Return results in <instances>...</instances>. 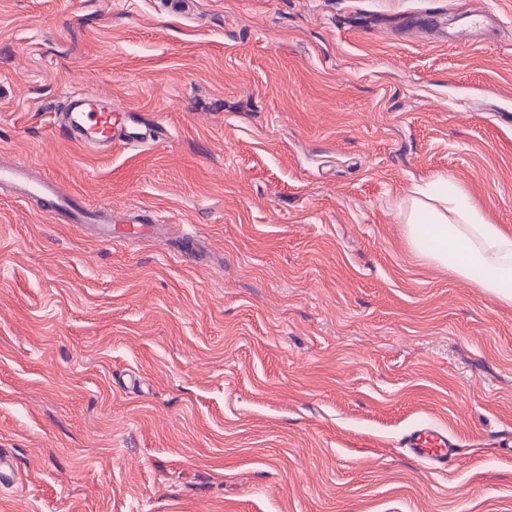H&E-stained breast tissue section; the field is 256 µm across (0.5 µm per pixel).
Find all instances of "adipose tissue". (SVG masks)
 <instances>
[{
    "label": "adipose tissue",
    "mask_w": 512,
    "mask_h": 512,
    "mask_svg": "<svg viewBox=\"0 0 512 512\" xmlns=\"http://www.w3.org/2000/svg\"><path fill=\"white\" fill-rule=\"evenodd\" d=\"M398 216L417 255L512 305V232L491 223L454 179L415 185Z\"/></svg>",
    "instance_id": "adipose-tissue-1"
}]
</instances>
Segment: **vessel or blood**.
I'll list each match as a JSON object with an SVG mask.
<instances>
[{"mask_svg":"<svg viewBox=\"0 0 512 512\" xmlns=\"http://www.w3.org/2000/svg\"><path fill=\"white\" fill-rule=\"evenodd\" d=\"M55 122L64 138L99 148L111 147L118 141L137 147L149 144L155 141L161 127L155 121L141 131H132L134 119L130 113L114 111L111 100L90 90L69 92ZM0 188L40 203L50 221L92 227L98 241L112 245L154 239L165 229L155 210L130 205L116 212L111 205L89 203L48 172L20 158L0 165ZM403 446L414 458L443 470L455 456L457 443L443 428L424 424L407 433Z\"/></svg>","mask_w":512,"mask_h":512,"instance_id":"obj_1","label":"vessel or blood"}]
</instances>
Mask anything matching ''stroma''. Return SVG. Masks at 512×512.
<instances>
[{"label": "stroma", "mask_w": 512, "mask_h": 512, "mask_svg": "<svg viewBox=\"0 0 512 512\" xmlns=\"http://www.w3.org/2000/svg\"><path fill=\"white\" fill-rule=\"evenodd\" d=\"M76 89L168 139L58 137ZM4 155L203 253L0 193V512H512V306L395 209L444 173L512 229V0H0ZM404 448L414 458L435 469H446L456 455L458 443L440 426L424 424L415 427L404 437Z\"/></svg>", "instance_id": "stroma-1"}]
</instances>
